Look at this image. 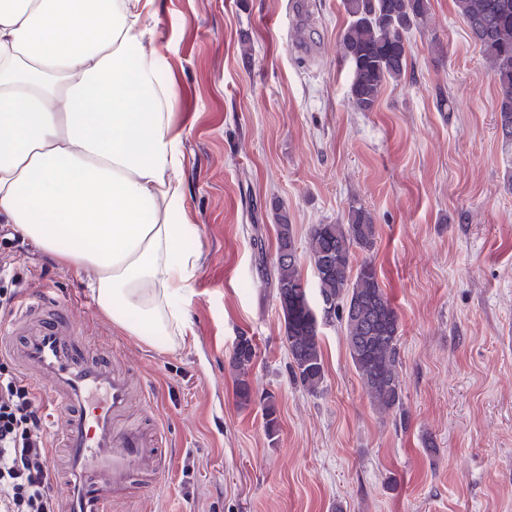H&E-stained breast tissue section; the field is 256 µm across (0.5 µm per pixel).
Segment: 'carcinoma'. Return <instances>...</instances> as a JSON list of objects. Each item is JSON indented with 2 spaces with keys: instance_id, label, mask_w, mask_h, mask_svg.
I'll return each mask as SVG.
<instances>
[{
  "instance_id": "obj_1",
  "label": "carcinoma",
  "mask_w": 512,
  "mask_h": 512,
  "mask_svg": "<svg viewBox=\"0 0 512 512\" xmlns=\"http://www.w3.org/2000/svg\"><path fill=\"white\" fill-rule=\"evenodd\" d=\"M479 43L500 90V127L512 140V0H456ZM348 22L340 34L342 57L351 65L350 94L361 112H371L390 80L407 67L405 33L424 27L430 0H341ZM274 280L284 320V339L294 380L315 393L324 380L318 315L341 311L353 365L373 408L387 414L402 404L398 376L399 320L379 283L373 263L354 265L357 249L371 251L377 225L371 212L351 205L344 224H317L310 231L307 254L317 278L322 309L316 311L296 258L288 214H277ZM255 356L249 336L234 349L238 395L252 399L246 376Z\"/></svg>"
}]
</instances>
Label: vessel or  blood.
<instances>
[{
    "label": "vessel or blood",
    "mask_w": 512,
    "mask_h": 512,
    "mask_svg": "<svg viewBox=\"0 0 512 512\" xmlns=\"http://www.w3.org/2000/svg\"><path fill=\"white\" fill-rule=\"evenodd\" d=\"M92 315L44 291L22 297L0 328V355L51 404L59 425L60 512H113L133 477L146 493L167 470L155 432L130 422L136 399L128 374L113 364L106 338L90 330Z\"/></svg>",
    "instance_id": "1"
}]
</instances>
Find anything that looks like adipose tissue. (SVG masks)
Instances as JSON below:
<instances>
[{
	"label": "adipose tissue",
	"mask_w": 512,
	"mask_h": 512,
	"mask_svg": "<svg viewBox=\"0 0 512 512\" xmlns=\"http://www.w3.org/2000/svg\"><path fill=\"white\" fill-rule=\"evenodd\" d=\"M155 0H0V217L90 269L113 325L171 346L201 251L178 174V92L145 51Z\"/></svg>",
	"instance_id": "obj_1"
}]
</instances>
